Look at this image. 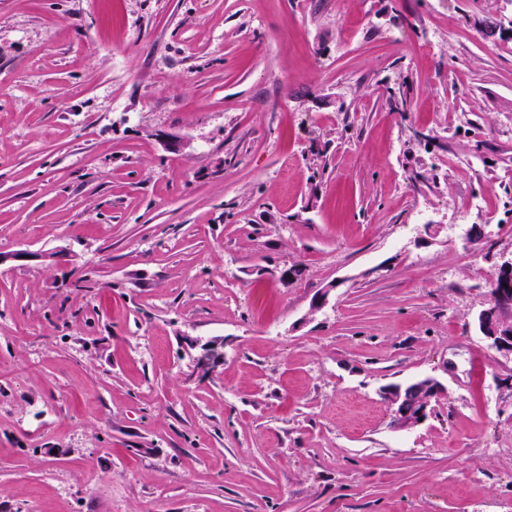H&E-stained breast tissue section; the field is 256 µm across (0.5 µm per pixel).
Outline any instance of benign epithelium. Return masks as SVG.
Listing matches in <instances>:
<instances>
[{"label":"benign epithelium","mask_w":512,"mask_h":512,"mask_svg":"<svg viewBox=\"0 0 512 512\" xmlns=\"http://www.w3.org/2000/svg\"><path fill=\"white\" fill-rule=\"evenodd\" d=\"M475 325L488 346L498 352L512 355V260L499 265L488 306L474 318ZM199 349L194 359L196 373L207 376L222 363L223 343L216 340L201 344L190 341ZM445 392L443 384L433 378H418L403 385L382 388L381 395L390 408L392 426L409 431L421 425L431 414L433 402Z\"/></svg>","instance_id":"obj_1"}]
</instances>
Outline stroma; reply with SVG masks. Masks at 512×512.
I'll list each match as a JSON object with an SVG mask.
<instances>
[{
    "label": "stroma",
    "instance_id": "1",
    "mask_svg": "<svg viewBox=\"0 0 512 512\" xmlns=\"http://www.w3.org/2000/svg\"><path fill=\"white\" fill-rule=\"evenodd\" d=\"M0 252V512H512V0H0ZM488 306L474 318L490 348L512 356V258L499 265ZM190 344L193 348L199 347V352L194 359V368L197 374L207 376L223 363L224 354L220 351L224 345L222 342L212 340L200 344L197 340H190ZM444 392L445 387L439 380L424 377L403 385L383 387L381 395L390 408L392 426L400 431H409L428 418L433 402Z\"/></svg>",
    "mask_w": 512,
    "mask_h": 512
}]
</instances>
